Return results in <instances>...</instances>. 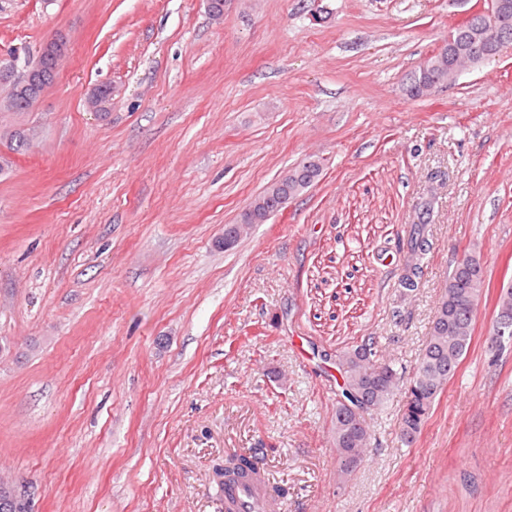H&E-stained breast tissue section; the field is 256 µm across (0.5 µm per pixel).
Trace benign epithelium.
<instances>
[{"mask_svg": "<svg viewBox=\"0 0 512 512\" xmlns=\"http://www.w3.org/2000/svg\"><path fill=\"white\" fill-rule=\"evenodd\" d=\"M68 55L67 39L63 36L53 38L43 44L39 57L42 65L17 70L10 63L0 67V81L12 83L16 87L18 97L28 108H33L44 96L49 86L54 83L63 60ZM112 97V85H96L87 96L89 107L97 114L104 112L103 102ZM0 503L12 505L18 512L28 504L26 491L19 488L13 481L0 476Z\"/></svg>", "mask_w": 512, "mask_h": 512, "instance_id": "1", "label": "benign epithelium"}]
</instances>
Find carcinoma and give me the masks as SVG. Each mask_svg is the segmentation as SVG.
Wrapping results in <instances>:
<instances>
[{
  "label": "carcinoma",
  "instance_id": "carcinoma-1",
  "mask_svg": "<svg viewBox=\"0 0 512 512\" xmlns=\"http://www.w3.org/2000/svg\"><path fill=\"white\" fill-rule=\"evenodd\" d=\"M478 20L467 26L460 25L448 32V44L471 53H481L491 47V36L474 44ZM453 60L438 61L428 58L418 69L411 72L402 90L405 96L416 100L426 96L433 82L448 78ZM324 170V162L318 158L307 164L300 160L274 183L283 184L288 192L300 195L316 184ZM428 251L425 229L413 232L408 239L407 251L398 284L407 294L417 289L423 272L422 260ZM486 267L479 249L475 246L462 251L461 257L448 272L445 286L430 322L425 348L416 370L409 371L390 358L380 354L375 343L364 340L336 351L335 362L344 385L365 392L368 408L351 410L336 404L330 428L329 441L336 449L339 471L344 476L356 471L367 457L373 431L367 415L382 409L398 391L406 394V403L400 414V438L412 442L427 422L437 396L468 354L475 329L478 307L485 297ZM498 313L493 326L508 321L505 326L508 340H512V280L499 295Z\"/></svg>",
  "mask_w": 512,
  "mask_h": 512
}]
</instances>
